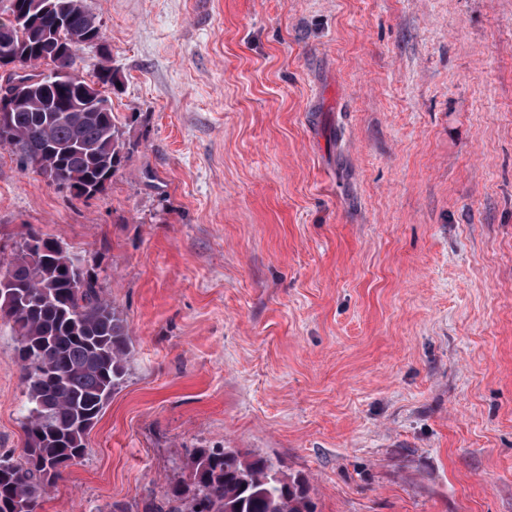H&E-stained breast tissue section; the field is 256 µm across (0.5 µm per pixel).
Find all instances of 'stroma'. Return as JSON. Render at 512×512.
<instances>
[{
	"label": "stroma",
	"instance_id": "obj_1",
	"mask_svg": "<svg viewBox=\"0 0 512 512\" xmlns=\"http://www.w3.org/2000/svg\"><path fill=\"white\" fill-rule=\"evenodd\" d=\"M87 4L129 153L77 197L0 147V261L64 242L133 350L37 512H144L202 445L317 512H512V0Z\"/></svg>",
	"mask_w": 512,
	"mask_h": 512
}]
</instances>
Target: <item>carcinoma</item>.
<instances>
[{
  "label": "carcinoma",
  "instance_id": "cac0c4a2",
  "mask_svg": "<svg viewBox=\"0 0 512 512\" xmlns=\"http://www.w3.org/2000/svg\"><path fill=\"white\" fill-rule=\"evenodd\" d=\"M102 40L101 24L74 0H0V94L27 91L0 136L25 167L39 158L52 185L76 196L104 191L128 151L104 88L105 54L85 75L80 51ZM17 284L0 305L17 336L27 407L22 460L0 455V512H35L62 472L80 461L86 436L122 384L131 353L123 314L58 240L30 230L12 260ZM190 481L174 483L149 512H316L307 480L237 448L189 452Z\"/></svg>",
  "mask_w": 512,
  "mask_h": 512
}]
</instances>
